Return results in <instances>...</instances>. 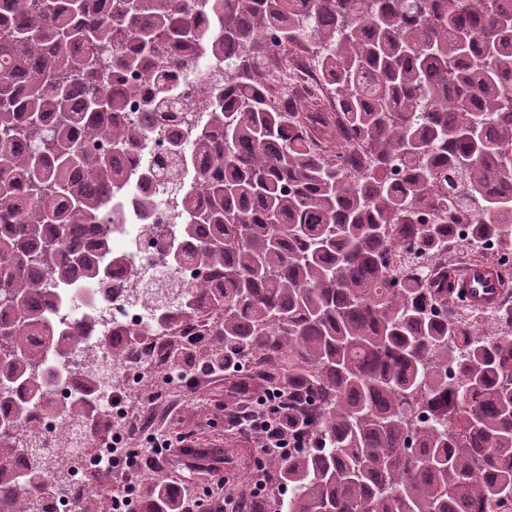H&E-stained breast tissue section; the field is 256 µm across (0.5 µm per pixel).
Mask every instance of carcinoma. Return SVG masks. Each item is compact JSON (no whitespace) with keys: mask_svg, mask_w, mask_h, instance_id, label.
<instances>
[{"mask_svg":"<svg viewBox=\"0 0 512 512\" xmlns=\"http://www.w3.org/2000/svg\"><path fill=\"white\" fill-rule=\"evenodd\" d=\"M0 15V397L61 420L74 445L122 381L136 334L98 336L112 367L65 402L54 374L85 343L36 299L105 283L112 189L163 128L175 161L208 158L180 198L163 260L198 270L136 295L145 331L204 321L208 360L277 362L278 419L303 434L272 459L274 512H502L512 503V300L456 305L448 238L512 252V0H8ZM210 11L220 32L202 24ZM306 43L334 82L332 115L268 98L276 46ZM224 60L190 112L173 72L198 47ZM154 75L131 121L130 79ZM448 215L437 224L421 207ZM85 232L100 255L66 240ZM0 430V500L54 512L77 459ZM21 455L25 469L13 468Z\"/></svg>","mask_w":512,"mask_h":512,"instance_id":"cac0c4a2","label":"carcinoma"}]
</instances>
